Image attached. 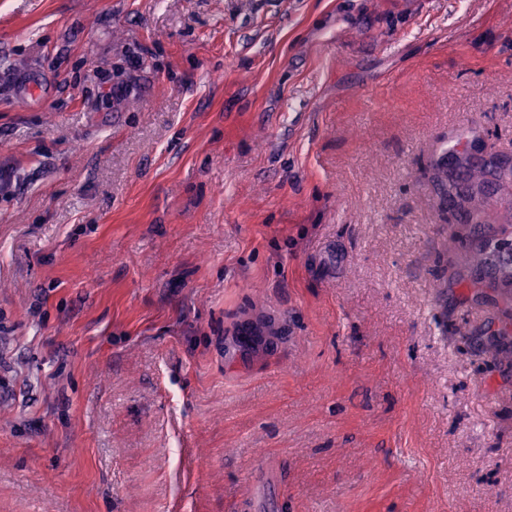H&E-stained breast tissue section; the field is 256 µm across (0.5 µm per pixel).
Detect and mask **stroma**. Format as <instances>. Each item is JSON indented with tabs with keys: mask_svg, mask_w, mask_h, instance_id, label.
Listing matches in <instances>:
<instances>
[{
	"mask_svg": "<svg viewBox=\"0 0 512 512\" xmlns=\"http://www.w3.org/2000/svg\"><path fill=\"white\" fill-rule=\"evenodd\" d=\"M512 0H0V512H512ZM490 167L492 173L496 177L497 190L502 191L505 195L512 197V167H509L506 162L490 163L482 166H473L467 169V180L470 182L469 205L463 206L459 201L457 202L458 209L465 213V217L473 219L477 216L478 198L481 195L486 183V175L490 173L487 168ZM477 195V196H476ZM481 241L476 245V259L473 263L472 268L470 269V281L471 284L476 287L478 284L482 282V279L486 276L494 278V284L497 286H502L509 288V292H512V271L509 274L503 273L501 276L496 278L493 276V272H490V269L485 266L486 260L482 256V250L480 247Z\"/></svg>",
	"mask_w": 512,
	"mask_h": 512,
	"instance_id": "35a3bbf8",
	"label": "stroma"
}]
</instances>
